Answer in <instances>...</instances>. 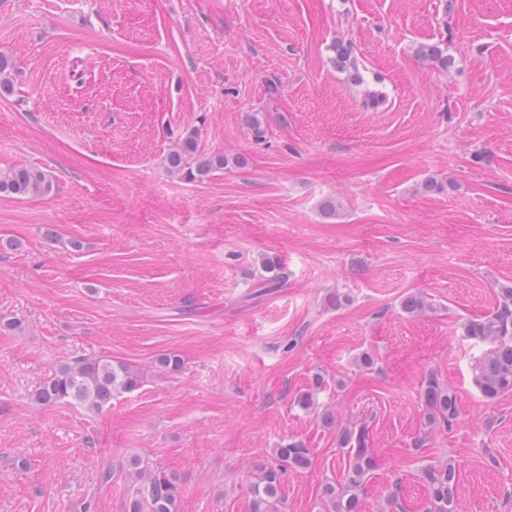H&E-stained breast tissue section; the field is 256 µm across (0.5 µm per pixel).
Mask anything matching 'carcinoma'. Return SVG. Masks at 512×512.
Wrapping results in <instances>:
<instances>
[{"label":"carcinoma","mask_w":512,"mask_h":512,"mask_svg":"<svg viewBox=\"0 0 512 512\" xmlns=\"http://www.w3.org/2000/svg\"><path fill=\"white\" fill-rule=\"evenodd\" d=\"M330 50L335 53L332 63L336 69L345 71L354 67L350 48L342 41L334 42ZM415 54L443 70L451 63L448 45L440 41L418 44ZM231 163L238 165L240 159L202 151L194 132L167 156L169 170L189 182L202 181ZM53 184V176L41 168L19 165L0 172V194L41 195L50 192ZM501 295L503 303L495 312L468 320L461 327L464 338L482 347L472 361V381L489 403L512 392V287L502 289ZM428 307L426 299L417 293L408 295L402 302V309L411 314ZM138 384L139 376L124 363L79 356L60 364L37 388L34 397L43 405L71 402L96 412L110 404L113 396L132 391ZM421 400L425 428L450 427L457 420L456 394L438 380L426 381ZM340 444L343 478L340 483L325 487L321 512H361V493L376 466L366 425L353 424L345 428ZM275 456L279 467L301 470L308 465L309 449L291 442L275 449ZM129 465L134 470L135 482L129 486L125 512H177L180 482L176 476L150 469L137 455L130 458ZM422 478L428 489L425 512H458L457 473L452 461L425 467ZM280 494L278 470L271 468L262 472L251 486L250 512H274Z\"/></svg>","instance_id":"carcinoma-1"}]
</instances>
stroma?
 Returning a JSON list of instances; mask_svg holds the SVG:
<instances>
[{
  "label": "stroma",
  "mask_w": 512,
  "mask_h": 512,
  "mask_svg": "<svg viewBox=\"0 0 512 512\" xmlns=\"http://www.w3.org/2000/svg\"><path fill=\"white\" fill-rule=\"evenodd\" d=\"M337 40L387 104L364 107ZM438 40L445 70L413 51ZM0 54V170L54 177L0 195V318L21 322L0 331V512H124L133 455L177 476L178 512H249L291 442L310 463L280 510L319 512L355 422L377 459L363 512L394 490L424 512L421 471L448 460L459 512H512V394L480 396L461 334L512 287V0H0ZM193 130L243 165L172 176ZM412 293L430 309L406 313ZM76 355L140 384L98 413L36 402ZM432 376L459 417L427 431ZM53 184V176L41 168L19 165L0 172V194L16 197L41 195L50 192Z\"/></svg>",
  "instance_id": "1"
}]
</instances>
